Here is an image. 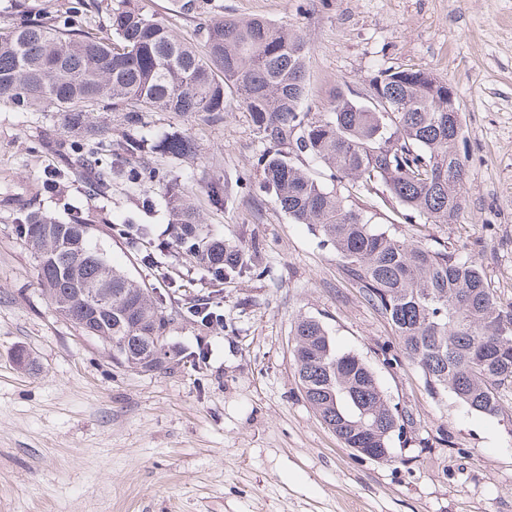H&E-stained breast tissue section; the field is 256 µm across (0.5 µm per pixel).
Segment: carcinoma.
Returning <instances> with one entry per match:
<instances>
[{
  "label": "carcinoma",
  "instance_id": "cac0c4a2",
  "mask_svg": "<svg viewBox=\"0 0 512 512\" xmlns=\"http://www.w3.org/2000/svg\"><path fill=\"white\" fill-rule=\"evenodd\" d=\"M193 35L176 34L167 20L144 12L139 0H60L34 13L21 4L0 26V103L16 112H55L74 133L63 143L48 134L43 147L76 170L91 195L106 196L124 182L144 193L156 176L149 160L185 162L194 140L173 132L150 139L142 129L151 112H174L217 125L227 99L248 112L268 147L257 158L260 188L296 224H310L341 259L365 300L394 327L401 352L423 371L429 390L452 392L470 410L496 415L512 386V303H499L481 270L445 249L432 248L371 224L366 210L313 178L294 162L307 153L330 177L356 192L383 187L398 217L452 224L464 209L466 158L457 150L462 125L448 112L445 83L421 69L388 67L371 80L375 93L353 100L340 93L330 112L302 108L310 46L262 17L215 14L210 0H179ZM120 112L122 140L94 114ZM116 152L107 161L103 153ZM183 176L165 181L168 223L187 257L208 255L203 267L222 283L252 269L248 251L203 236L202 218L184 193ZM211 204L228 202L226 185H208ZM20 236L36 261L50 303L112 360L136 369L151 359L162 369L163 333L170 315L163 300L112 265L92 242L94 224L64 223L31 210ZM112 292V306L93 311L76 296L81 286ZM298 383L310 407L346 448H387L413 423L390 404L361 358L336 349L318 320L294 323Z\"/></svg>",
  "mask_w": 512,
  "mask_h": 512
}]
</instances>
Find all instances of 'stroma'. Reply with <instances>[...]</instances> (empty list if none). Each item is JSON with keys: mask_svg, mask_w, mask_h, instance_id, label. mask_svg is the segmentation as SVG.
<instances>
[{"mask_svg": "<svg viewBox=\"0 0 512 512\" xmlns=\"http://www.w3.org/2000/svg\"><path fill=\"white\" fill-rule=\"evenodd\" d=\"M224 14L262 16L311 45L305 110L337 93L361 99L379 70L409 66L450 83L461 107L466 206L453 224L400 223L383 195L356 203L386 230L467 256L495 297L512 302V0H215ZM150 133H186L195 160L186 193L212 237L252 249L253 272L213 284L172 244L163 211L144 212L126 184L88 195L74 170L42 147L70 135L52 112L0 108V512H512V395L502 414L470 411L429 391L399 340L366 303L334 248L296 224L259 188L265 149L249 113L228 102L209 125L172 112ZM232 194L210 204L208 180ZM38 208L66 221L98 214L94 233L171 315L170 363L121 366L51 305L16 219ZM149 238L118 232L129 222ZM204 299L221 313L187 314ZM320 321L337 349L362 358L391 404L414 422L392 436L390 459L362 458L338 440L301 392L293 356L298 317ZM32 368L19 367L17 350Z\"/></svg>", "mask_w": 512, "mask_h": 512, "instance_id": "35a3bbf8", "label": "stroma"}]
</instances>
